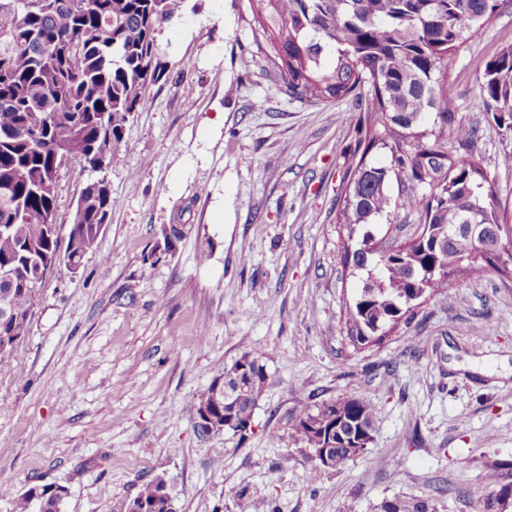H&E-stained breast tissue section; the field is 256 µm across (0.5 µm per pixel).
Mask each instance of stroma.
<instances>
[{
	"instance_id": "35a3bbf8",
	"label": "stroma",
	"mask_w": 512,
	"mask_h": 512,
	"mask_svg": "<svg viewBox=\"0 0 512 512\" xmlns=\"http://www.w3.org/2000/svg\"><path fill=\"white\" fill-rule=\"evenodd\" d=\"M511 44L512 5L445 84L512 220V128L479 83ZM159 45L165 73L105 172L98 245L47 277L0 371V512L33 485L64 487L62 512H126L156 476L174 512H380L397 497L480 512L512 488V278L452 279L382 344L354 349L344 315L359 281L339 233L350 103L301 102L266 77L248 0H185ZM166 224L182 227L168 250ZM423 224L396 207L377 234L401 245ZM246 353L268 375L251 429L198 436L190 402ZM343 398L374 409V439L310 478L292 416Z\"/></svg>"
}]
</instances>
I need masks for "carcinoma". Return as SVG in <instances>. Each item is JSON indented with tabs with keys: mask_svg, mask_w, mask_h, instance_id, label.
Listing matches in <instances>:
<instances>
[{
	"mask_svg": "<svg viewBox=\"0 0 512 512\" xmlns=\"http://www.w3.org/2000/svg\"><path fill=\"white\" fill-rule=\"evenodd\" d=\"M183 0H0V268L14 272L9 284L13 315L0 320V364L13 342L28 336L40 262L60 246L57 234V159L85 156L83 171L111 166L128 117L143 110L149 91L164 75L157 37L181 18ZM253 35L266 58L265 75L299 101L350 100L360 152L347 184L341 220L347 236L343 262L360 281L347 306V336L354 347L380 342L409 313L405 299L435 296L451 278L485 276L498 251L492 234L476 246L452 225L505 223L487 174L476 159L475 130L456 118L454 99L438 74L458 50L489 23L500 0H249ZM487 111L497 123L512 120V45L502 48L480 77ZM463 150L454 154L448 141ZM386 150V163L367 160ZM408 172L401 196L388 187ZM422 211L421 237L381 258L369 250L374 221L392 207ZM112 196L103 178L86 182L73 211L65 252L81 264L108 224ZM0 286V294L6 290ZM241 360L251 379L235 396L241 421L253 420L266 385L258 356ZM190 403L194 428L203 436L222 432L224 415L199 423L220 380ZM336 411V467L350 461L346 448L362 431H374L375 414L351 398L314 404L295 413L294 432L309 448ZM167 486L162 477L143 484L129 501H151ZM37 496L35 487L17 500L15 512H62L64 495ZM398 512H436L415 497L398 500Z\"/></svg>",
	"mask_w": 512,
	"mask_h": 512,
	"instance_id": "cac0c4a2",
	"label": "carcinoma"
}]
</instances>
